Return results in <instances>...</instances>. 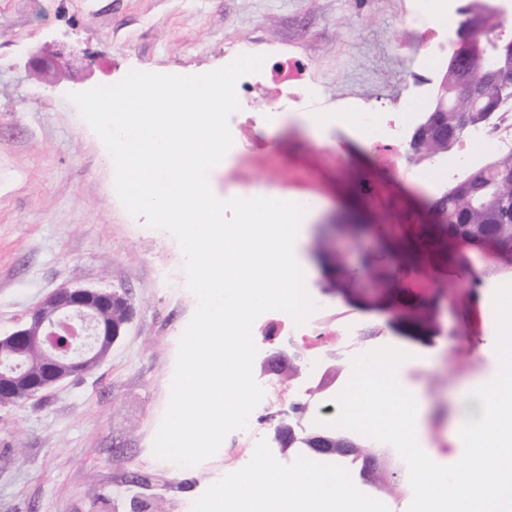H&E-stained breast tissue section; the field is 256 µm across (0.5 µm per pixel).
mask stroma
Instances as JSON below:
<instances>
[{"instance_id":"stroma-1","label":"stroma","mask_w":512,"mask_h":512,"mask_svg":"<svg viewBox=\"0 0 512 512\" xmlns=\"http://www.w3.org/2000/svg\"><path fill=\"white\" fill-rule=\"evenodd\" d=\"M409 0H0V334L13 331L45 295L67 284L129 291L136 315L108 357L90 373L40 396L0 406V512H191L215 487L218 471L239 468L235 435L194 467L155 457L154 440L169 396L181 334L197 299L187 287L185 256L167 231L131 216L114 190L108 151L70 100L73 92L112 85L129 71L204 72L242 54L265 55L262 74L239 91L230 119L233 144L208 180L221 199L259 185L281 196L314 198L311 240L328 234L355 280L342 287L315 261L308 279L320 309L294 346L322 357L327 387L303 418L269 394L256 417L271 461L287 468L285 422L331 418L333 399L356 352L400 345L410 357L400 385L422 400L424 442L447 458L458 398L494 371L495 337L481 312L486 286L512 282L493 250L463 247L470 270L485 273L474 290L457 279L445 233L423 203L463 174L452 155L418 165L406 140L391 148L360 130L331 124L317 137L270 122L267 108L300 93L312 77L319 93L302 112L392 110L399 121L430 111L448 64L447 34L420 52L402 19ZM61 54L65 77L39 81L35 51ZM393 111V110H392ZM433 173L425 182L421 173ZM365 225L352 235L344 220ZM412 240L413 257L375 276L357 261L389 262ZM429 314L417 330L410 306ZM357 336L348 339L345 324ZM288 319L269 312L252 333L253 372L267 377L266 357L284 349Z\"/></svg>"}]
</instances>
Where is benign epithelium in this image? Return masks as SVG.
<instances>
[{"label": "benign epithelium", "mask_w": 512, "mask_h": 512, "mask_svg": "<svg viewBox=\"0 0 512 512\" xmlns=\"http://www.w3.org/2000/svg\"><path fill=\"white\" fill-rule=\"evenodd\" d=\"M458 49L470 61L483 56L464 33ZM29 64L45 79H52L59 63L35 52ZM124 309L120 325L103 316L114 305ZM133 318L128 293L102 288L63 286L33 309L16 330L0 336V405L28 400L71 377L90 372L112 351V346ZM312 452L324 456L351 457L354 444L338 440L331 444L319 437Z\"/></svg>", "instance_id": "7a95c632"}]
</instances>
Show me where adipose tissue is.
<instances>
[{
	"label": "adipose tissue",
	"mask_w": 512,
	"mask_h": 512,
	"mask_svg": "<svg viewBox=\"0 0 512 512\" xmlns=\"http://www.w3.org/2000/svg\"><path fill=\"white\" fill-rule=\"evenodd\" d=\"M320 485V477L310 470L285 472L259 456L231 488L212 492V508L213 512H373L371 501L355 498L350 490L326 495Z\"/></svg>",
	"instance_id": "1"
}]
</instances>
